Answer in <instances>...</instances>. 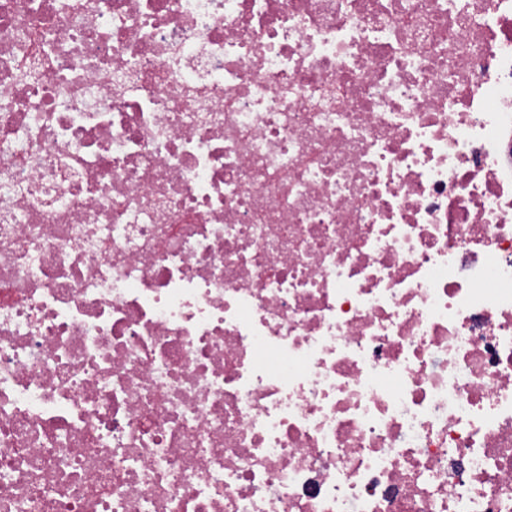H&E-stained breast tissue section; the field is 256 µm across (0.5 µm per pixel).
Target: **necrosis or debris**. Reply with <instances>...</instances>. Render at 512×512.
<instances>
[{
    "label": "necrosis or debris",
    "mask_w": 512,
    "mask_h": 512,
    "mask_svg": "<svg viewBox=\"0 0 512 512\" xmlns=\"http://www.w3.org/2000/svg\"><path fill=\"white\" fill-rule=\"evenodd\" d=\"M512 512V0H0V512Z\"/></svg>",
    "instance_id": "obj_1"
}]
</instances>
